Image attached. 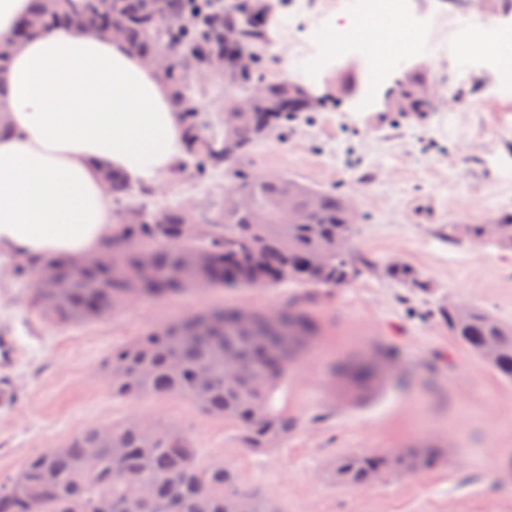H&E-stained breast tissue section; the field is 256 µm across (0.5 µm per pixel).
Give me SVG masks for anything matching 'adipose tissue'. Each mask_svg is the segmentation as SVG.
<instances>
[{"label": "adipose tissue", "mask_w": 512, "mask_h": 512, "mask_svg": "<svg viewBox=\"0 0 512 512\" xmlns=\"http://www.w3.org/2000/svg\"><path fill=\"white\" fill-rule=\"evenodd\" d=\"M0 103V259L92 252L112 224L100 168L150 187L182 154L166 84L91 30L58 25L15 41Z\"/></svg>", "instance_id": "ef3b65f1"}]
</instances>
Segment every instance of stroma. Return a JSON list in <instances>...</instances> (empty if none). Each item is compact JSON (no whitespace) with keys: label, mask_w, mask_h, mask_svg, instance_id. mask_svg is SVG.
Here are the masks:
<instances>
[{"label":"stroma","mask_w":512,"mask_h":512,"mask_svg":"<svg viewBox=\"0 0 512 512\" xmlns=\"http://www.w3.org/2000/svg\"><path fill=\"white\" fill-rule=\"evenodd\" d=\"M276 4L265 76L306 85L325 103L255 144L246 163L253 173L288 176L355 202L362 219L348 252L359 276L313 293L295 283L190 290L58 326L34 306L31 281L17 275L16 261L0 264V328L19 343L10 369L18 399L0 409V479L82 428L136 416L188 431L203 459L232 465L244 489L275 501L280 512H512V381L477 359L437 316L455 301L512 325V252L461 231L512 214V184H502L496 169L512 159V97L495 96L498 74L478 62L447 85L456 54L443 36L437 47L409 49L402 65L456 96L460 111L439 104L420 121L384 111V88L369 86L360 50L329 56L316 70L289 57L293 45L328 44L333 0L313 10L298 0ZM410 9L429 26L447 15L472 28L512 25V13L475 12L467 0H410ZM228 183L220 172L201 179L168 172L135 201L147 209L198 201L205 221ZM395 261L413 267L426 290L391 280L386 267ZM296 298L317 331L288 368L280 401L297 425L278 447H245L233 424L191 401L119 398L106 389L113 348L150 327L213 306L267 310ZM384 352L393 369L378 394L348 398L336 367ZM417 445L433 446V469L385 475L361 489L332 476L344 453Z\"/></svg>","instance_id":"35a3bbf8"}]
</instances>
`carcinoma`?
<instances>
[{"label":"carcinoma","instance_id":"carcinoma-1","mask_svg":"<svg viewBox=\"0 0 512 512\" xmlns=\"http://www.w3.org/2000/svg\"><path fill=\"white\" fill-rule=\"evenodd\" d=\"M92 0H33L14 39L0 41V74L7 70L14 41L55 24H75L77 12L90 10ZM162 11L166 22L158 25L143 18ZM192 15L191 26L181 19ZM274 13L251 0H111L106 20L88 28L102 34L118 29L128 49L138 55L177 52L174 65L160 75L169 86L183 120L184 157L174 172L196 164L198 171L224 169L233 176L229 188L249 194L263 209L261 223L250 214L221 208L217 216L181 228L188 205L166 207L167 224L152 223L153 211L130 201L143 190L112 169L101 171L112 197L123 204L112 212V233L98 247L104 262L88 266L81 256L27 259L19 273L35 277V304L42 315L58 324L90 322L120 309L130 291L147 297H163L220 282L226 287H266L296 281L326 288L348 281L355 269L349 253L336 252V242L350 241L355 224L349 222L344 198L282 175L257 176L243 169L253 146L267 138L284 121L297 115V107L275 113L265 124V113L251 112L236 97H246L252 85L265 83L260 75L262 48ZM239 32L240 47L253 54V67L240 90L224 98V111L240 112L238 123L213 132L201 112L187 108L184 98L197 94L194 71L210 63L206 52L218 46L224 29ZM237 144L233 156L224 158V146ZM294 193L300 210L297 221L288 220L279 197ZM315 196L319 205L306 206ZM499 237L490 241L497 249L512 251V217L497 219ZM266 255L265 268L251 269L241 260L246 251ZM315 251L327 253V265H311ZM387 273L407 288L426 290L419 275L403 262L388 266ZM292 321L302 340L316 329L310 317L296 305L279 309ZM222 325L204 336L203 324L210 312L157 325L134 341L112 349L106 385L114 397L159 396L184 398L206 414L233 423L249 448H275L296 426L278 400L287 375L292 345L282 336L266 332L262 318L250 330L228 327L233 309H218ZM448 330L474 355L492 342L499 358L489 367L512 381V326L484 309L468 306L460 320L440 309ZM238 357L255 374L226 376L227 361ZM349 391L367 398L379 388L378 375L367 364L341 367ZM436 456L429 448H410L394 453L351 452L334 462L332 473L341 484L361 487L373 472L405 477L431 468ZM279 512L266 498L244 491L237 471L217 460L200 459L194 438L181 428L132 418L120 424L88 426L66 443L27 460L13 477L0 482V512Z\"/></svg>","mask_w":512,"mask_h":512}]
</instances>
